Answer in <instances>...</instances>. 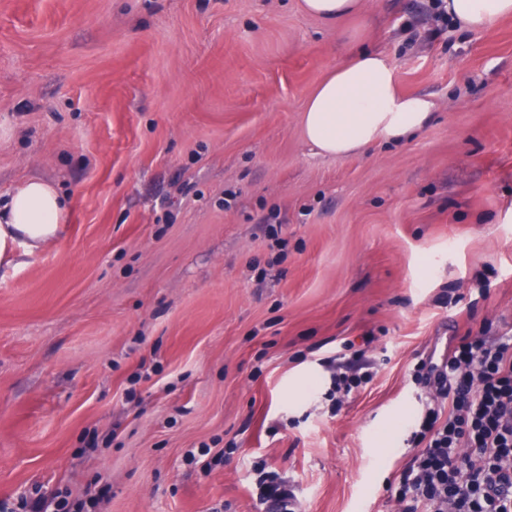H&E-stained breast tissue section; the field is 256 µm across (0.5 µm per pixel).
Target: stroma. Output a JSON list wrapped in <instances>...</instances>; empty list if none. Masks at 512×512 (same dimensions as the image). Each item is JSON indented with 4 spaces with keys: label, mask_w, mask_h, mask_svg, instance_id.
Returning a JSON list of instances; mask_svg holds the SVG:
<instances>
[{
    "label": "stroma",
    "mask_w": 512,
    "mask_h": 512,
    "mask_svg": "<svg viewBox=\"0 0 512 512\" xmlns=\"http://www.w3.org/2000/svg\"><path fill=\"white\" fill-rule=\"evenodd\" d=\"M0 0V203L67 206L0 262V502L108 485L97 512H401L416 364L512 340V17L366 0ZM436 105L320 154L316 84L358 48ZM367 371L331 396L338 368ZM299 8L304 13L334 24L342 19L365 17V0H298ZM65 212L51 181L31 178L16 186L2 211L0 207V258L17 239L30 249L49 241L63 224Z\"/></svg>",
    "instance_id": "1"
}]
</instances>
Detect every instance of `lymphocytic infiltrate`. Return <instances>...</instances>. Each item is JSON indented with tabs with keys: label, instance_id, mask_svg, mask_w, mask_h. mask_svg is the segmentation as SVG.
<instances>
[{
	"label": "lymphocytic infiltrate",
	"instance_id": "1",
	"mask_svg": "<svg viewBox=\"0 0 512 512\" xmlns=\"http://www.w3.org/2000/svg\"><path fill=\"white\" fill-rule=\"evenodd\" d=\"M415 380L439 400L418 420L392 497L404 512H512V345L459 337Z\"/></svg>",
	"mask_w": 512,
	"mask_h": 512
}]
</instances>
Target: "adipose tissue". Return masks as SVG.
Returning a JSON list of instances; mask_svg holds the SVG:
<instances>
[{"instance_id": "adipose-tissue-1", "label": "adipose tissue", "mask_w": 512, "mask_h": 512, "mask_svg": "<svg viewBox=\"0 0 512 512\" xmlns=\"http://www.w3.org/2000/svg\"><path fill=\"white\" fill-rule=\"evenodd\" d=\"M448 13L469 29L487 31L512 16V0H445ZM304 13L328 23L365 17V0H299ZM434 105L402 92L384 55L359 49L323 78L307 101L303 133L319 153L355 155L378 142H396L423 128ZM66 207L54 184L31 178L13 190L0 209V256L24 240L35 249L53 238Z\"/></svg>"}]
</instances>
